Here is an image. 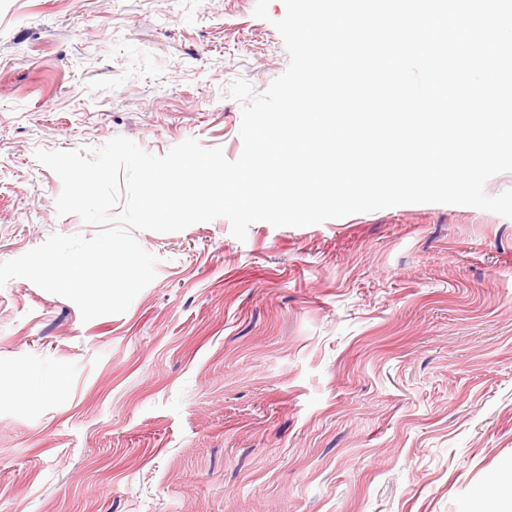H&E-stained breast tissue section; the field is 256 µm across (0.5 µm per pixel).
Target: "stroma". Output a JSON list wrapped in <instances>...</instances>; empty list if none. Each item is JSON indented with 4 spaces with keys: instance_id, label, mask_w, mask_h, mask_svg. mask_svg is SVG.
I'll return each mask as SVG.
<instances>
[{
    "instance_id": "35a3bbf8",
    "label": "stroma",
    "mask_w": 512,
    "mask_h": 512,
    "mask_svg": "<svg viewBox=\"0 0 512 512\" xmlns=\"http://www.w3.org/2000/svg\"><path fill=\"white\" fill-rule=\"evenodd\" d=\"M256 0H0V262L51 235L35 152H242L236 79L289 64ZM121 314L0 287V512H479L512 484V218L408 204L139 231Z\"/></svg>"
}]
</instances>
